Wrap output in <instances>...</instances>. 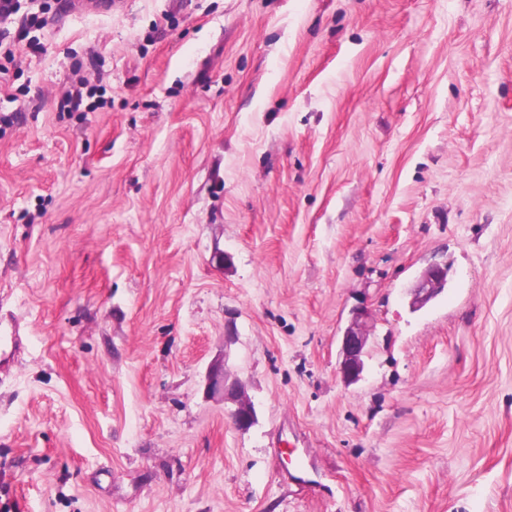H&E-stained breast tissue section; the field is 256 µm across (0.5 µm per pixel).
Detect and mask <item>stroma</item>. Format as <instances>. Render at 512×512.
I'll list each match as a JSON object with an SVG mask.
<instances>
[{"label": "stroma", "mask_w": 512, "mask_h": 512, "mask_svg": "<svg viewBox=\"0 0 512 512\" xmlns=\"http://www.w3.org/2000/svg\"><path fill=\"white\" fill-rule=\"evenodd\" d=\"M46 19L0 74V512H512V0ZM86 96L93 94L92 88H87V82L84 79H79L72 85L71 89L65 92L62 100L59 103L60 110L67 112H78L84 101V90ZM448 285V264L433 263L420 274L408 289L410 308L417 311L440 295ZM370 312L358 307L352 312L349 326L345 329L340 344L339 372L343 381L352 384L360 380L367 354ZM205 391L210 398L224 400L235 408L231 412L234 426L241 431L251 428L256 422L253 403L246 397L242 383L231 378L224 369V363L212 365L206 372Z\"/></svg>", "instance_id": "1"}]
</instances>
